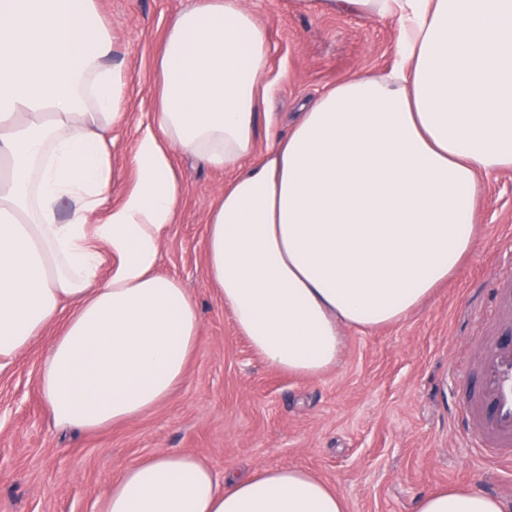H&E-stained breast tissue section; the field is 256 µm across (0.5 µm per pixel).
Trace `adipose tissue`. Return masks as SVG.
<instances>
[{"label": "adipose tissue", "instance_id": "ef3b65f1", "mask_svg": "<svg viewBox=\"0 0 512 512\" xmlns=\"http://www.w3.org/2000/svg\"><path fill=\"white\" fill-rule=\"evenodd\" d=\"M393 24L398 61L304 105L254 158L271 93L266 27L244 0H194L169 25L135 183L107 206L124 63L96 0H0V361L73 309L38 376L55 422L153 411L183 382L198 306L158 273L179 183L170 150L233 171L207 218L209 278L270 366L317 376L341 329L403 321L470 254L483 177L512 171V0H297ZM103 512H347L299 467L218 476L159 451L125 466ZM415 512H505L473 488Z\"/></svg>", "mask_w": 512, "mask_h": 512}]
</instances>
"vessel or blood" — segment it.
Masks as SVG:
<instances>
[{
  "label": "vessel or blood",
  "mask_w": 512,
  "mask_h": 512,
  "mask_svg": "<svg viewBox=\"0 0 512 512\" xmlns=\"http://www.w3.org/2000/svg\"><path fill=\"white\" fill-rule=\"evenodd\" d=\"M496 331L452 386L458 398L455 429L498 463L512 462V283L494 293Z\"/></svg>",
  "instance_id": "obj_1"
}]
</instances>
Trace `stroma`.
I'll return each mask as SVG.
<instances>
[{
  "label": "stroma",
  "instance_id": "35a3bbf8",
  "mask_svg": "<svg viewBox=\"0 0 512 512\" xmlns=\"http://www.w3.org/2000/svg\"><path fill=\"white\" fill-rule=\"evenodd\" d=\"M192 3L97 0L128 74L124 114L111 131L109 203L136 180L130 154L156 107L164 35ZM245 3L268 30L277 134L327 87L398 60L388 21L301 10L295 0ZM172 158L180 196L158 270L179 279L199 308L201 341L186 377L147 415L94 431L58 427L38 385L65 323L57 318L0 365V512H103L113 478L159 449L199 457L220 474L300 467L334 486L348 512H415L421 496L459 486L512 504V466L483 458L456 434L450 388L454 367L494 327L496 282L512 280V172L485 177L473 250L447 284L402 322L345 329L336 366L303 377L251 349L209 279L207 216L231 171L178 151Z\"/></svg>",
  "mask_w": 512,
  "mask_h": 512
}]
</instances>
